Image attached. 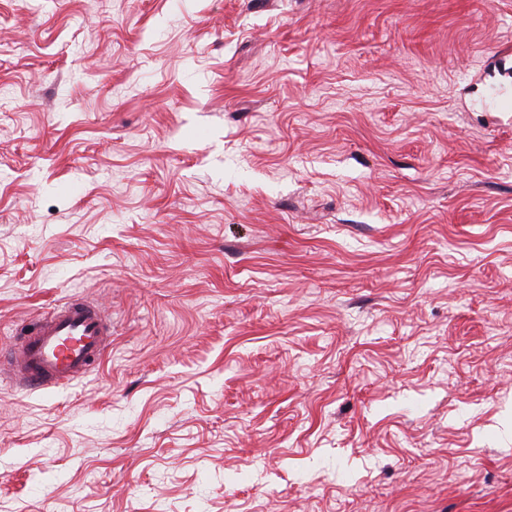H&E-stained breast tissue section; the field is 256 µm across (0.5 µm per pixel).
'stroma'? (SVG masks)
Returning <instances> with one entry per match:
<instances>
[{
  "label": "stroma",
  "mask_w": 512,
  "mask_h": 512,
  "mask_svg": "<svg viewBox=\"0 0 512 512\" xmlns=\"http://www.w3.org/2000/svg\"><path fill=\"white\" fill-rule=\"evenodd\" d=\"M512 0H0V512H512ZM112 330L98 303L75 297L36 318L33 328L2 351L14 383L21 389L43 390L67 385L100 365Z\"/></svg>",
  "instance_id": "1"
}]
</instances>
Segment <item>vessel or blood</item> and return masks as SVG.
<instances>
[{
  "label": "vessel or blood",
  "instance_id": "obj_1",
  "mask_svg": "<svg viewBox=\"0 0 512 512\" xmlns=\"http://www.w3.org/2000/svg\"><path fill=\"white\" fill-rule=\"evenodd\" d=\"M111 334L98 303L75 297L37 317L30 331L0 352V359L21 389L66 385L100 365Z\"/></svg>",
  "mask_w": 512,
  "mask_h": 512
}]
</instances>
